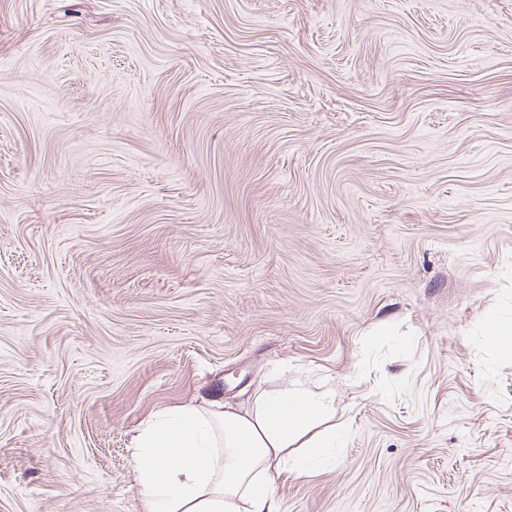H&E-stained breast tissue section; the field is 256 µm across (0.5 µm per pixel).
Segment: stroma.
<instances>
[{
    "instance_id": "stroma-1",
    "label": "stroma",
    "mask_w": 512,
    "mask_h": 512,
    "mask_svg": "<svg viewBox=\"0 0 512 512\" xmlns=\"http://www.w3.org/2000/svg\"><path fill=\"white\" fill-rule=\"evenodd\" d=\"M512 0H0V512H141L157 411L335 392L284 512H512Z\"/></svg>"
}]
</instances>
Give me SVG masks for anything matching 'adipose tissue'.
Segmentation results:
<instances>
[{
	"mask_svg": "<svg viewBox=\"0 0 512 512\" xmlns=\"http://www.w3.org/2000/svg\"><path fill=\"white\" fill-rule=\"evenodd\" d=\"M334 399L297 385L260 390L242 411L214 398L156 413L134 454L143 512H282L279 479L308 470L289 448L307 435L314 447L336 445L335 429L317 427Z\"/></svg>",
	"mask_w": 512,
	"mask_h": 512,
	"instance_id": "obj_1",
	"label": "adipose tissue"
}]
</instances>
